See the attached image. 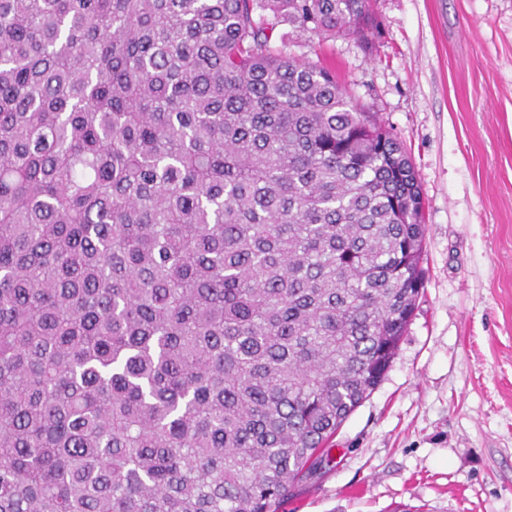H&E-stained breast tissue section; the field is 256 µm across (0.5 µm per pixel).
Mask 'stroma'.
Wrapping results in <instances>:
<instances>
[{"mask_svg": "<svg viewBox=\"0 0 512 512\" xmlns=\"http://www.w3.org/2000/svg\"><path fill=\"white\" fill-rule=\"evenodd\" d=\"M380 36L288 37L403 143L426 202L418 306L332 463L280 512H512V0H373Z\"/></svg>", "mask_w": 512, "mask_h": 512, "instance_id": "stroma-1", "label": "stroma"}]
</instances>
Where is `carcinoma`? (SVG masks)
<instances>
[{
    "label": "carcinoma",
    "instance_id": "cac0c4a2",
    "mask_svg": "<svg viewBox=\"0 0 512 512\" xmlns=\"http://www.w3.org/2000/svg\"><path fill=\"white\" fill-rule=\"evenodd\" d=\"M371 0H0V512H279L423 285L392 132L277 28Z\"/></svg>",
    "mask_w": 512,
    "mask_h": 512
}]
</instances>
